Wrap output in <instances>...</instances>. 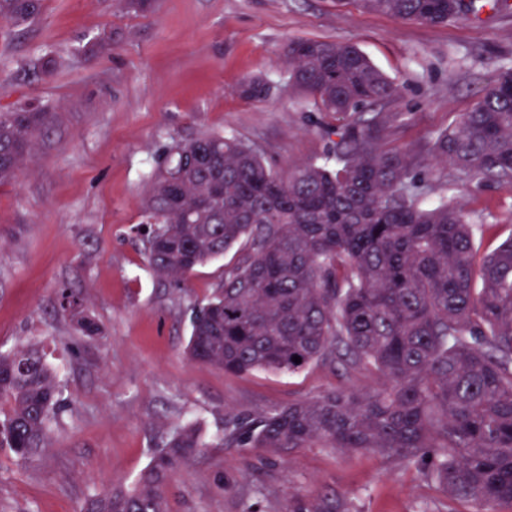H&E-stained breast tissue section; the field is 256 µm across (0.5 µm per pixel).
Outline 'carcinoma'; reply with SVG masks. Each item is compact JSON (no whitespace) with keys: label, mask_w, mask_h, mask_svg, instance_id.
<instances>
[{"label":"carcinoma","mask_w":512,"mask_h":512,"mask_svg":"<svg viewBox=\"0 0 512 512\" xmlns=\"http://www.w3.org/2000/svg\"><path fill=\"white\" fill-rule=\"evenodd\" d=\"M42 0H0L26 23ZM367 12L440 25L480 20L509 0H356ZM288 81L324 112L347 114L319 162L281 176L251 146L212 134L174 147L146 201L145 253L181 282L229 252L212 296L192 311L188 356L226 373H295L321 361L371 374L372 392L337 389L272 412L232 418L224 444L289 452L319 442L377 450L414 465L477 512L512 501V237L483 256L453 181L512 190V64L500 63L473 107L421 157L382 144L396 85L355 45L301 40ZM260 78L239 92L260 99ZM54 115L0 113V185L12 181ZM87 336L82 303L62 306ZM301 358L295 363L293 357ZM0 448L27 461L45 447L61 391L40 349L0 353ZM207 447L180 428L133 487L91 496L83 512H165L173 474Z\"/></svg>","instance_id":"obj_1"}]
</instances>
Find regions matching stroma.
I'll return each mask as SVG.
<instances>
[{
  "label": "stroma",
  "mask_w": 512,
  "mask_h": 512,
  "mask_svg": "<svg viewBox=\"0 0 512 512\" xmlns=\"http://www.w3.org/2000/svg\"><path fill=\"white\" fill-rule=\"evenodd\" d=\"M305 39L355 43L398 88L382 111L407 115L387 144L423 151L471 108L490 62L512 60V13L427 25L355 0H156L143 18L118 0H44L33 21L0 20V112L56 114L0 186V350L43 348L66 401L35 457L0 449V512H81L94 493L133 482L187 424L208 446L173 476L168 512H288L313 495L345 512H476L392 456L224 446L237 414L376 381L329 362L237 376L189 359L192 310L224 264L175 284L145 258L144 203L175 145L234 136L279 172L328 152V130L346 117L318 111L286 74L287 44ZM48 51L56 67L32 69ZM253 76L268 83L266 98L240 96ZM454 197L494 227L477 236L480 253L512 234L511 191L458 184ZM65 292L98 335L63 315Z\"/></svg>",
  "instance_id": "1"
}]
</instances>
